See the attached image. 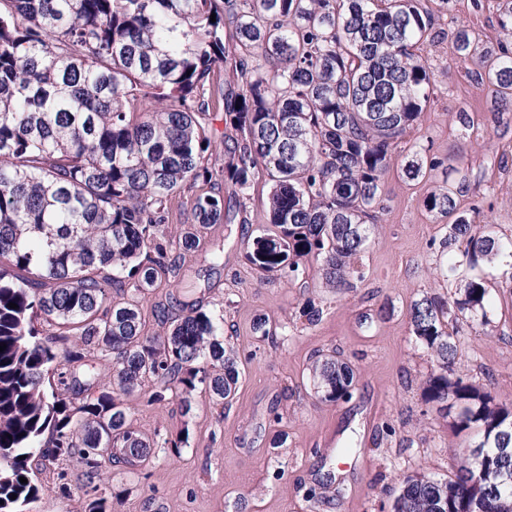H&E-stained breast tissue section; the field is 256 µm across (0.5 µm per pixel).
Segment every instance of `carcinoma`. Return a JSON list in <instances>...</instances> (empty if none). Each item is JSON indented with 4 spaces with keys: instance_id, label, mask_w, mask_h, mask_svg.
Segmentation results:
<instances>
[{
    "instance_id": "cac0c4a2",
    "label": "carcinoma",
    "mask_w": 512,
    "mask_h": 512,
    "mask_svg": "<svg viewBox=\"0 0 512 512\" xmlns=\"http://www.w3.org/2000/svg\"><path fill=\"white\" fill-rule=\"evenodd\" d=\"M454 2L0 0V512H26L42 491L33 463L64 458L85 477L84 512H112L123 491L95 479L106 457H151L125 404L147 378L148 402L171 395L184 416L199 391L221 405L235 397L239 356L224 342V311L170 295L154 305L166 333L144 332L140 299L201 246L193 227L167 239L174 195L194 190V223L222 224L224 191L245 210L264 170L270 228L248 246L250 265L297 281L314 261L332 289L365 278L393 149L434 93L421 50ZM498 2L496 45L480 48L474 27L453 19L450 57L480 55L476 80L492 111L512 112V0ZM223 68L236 86L218 113L213 75ZM218 119L236 135L226 153ZM443 164L411 148L402 172L419 181ZM422 204L448 219V273L512 257V238L479 207L461 208L452 187ZM108 286L131 295L109 304ZM491 305L488 281L472 273L453 300L426 292L410 306L435 363L424 400L471 451L446 477L404 476L392 512H512V403L456 375L459 330L448 329L488 323ZM46 322L78 341L59 348ZM91 345L112 357L110 389L80 365ZM353 380L333 355L310 369L321 402L350 398Z\"/></svg>"
}]
</instances>
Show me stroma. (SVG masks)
<instances>
[{
	"instance_id": "1",
	"label": "stroma",
	"mask_w": 512,
	"mask_h": 512,
	"mask_svg": "<svg viewBox=\"0 0 512 512\" xmlns=\"http://www.w3.org/2000/svg\"><path fill=\"white\" fill-rule=\"evenodd\" d=\"M424 55L436 74L434 95L421 125L393 153L396 164L383 186L384 222L362 257L364 281L321 287L312 263L303 289L248 263L247 244L266 221L270 182L262 174L251 185L246 213L202 230V249L186 258L178 277L146 297L149 334L159 330L153 306L166 294L223 309L241 378L229 404L201 393L187 417L174 402L147 403L152 383L127 396L132 425L150 440L153 454L135 468L103 462V481L127 491L115 512H390L403 475L454 470V450L466 440L453 436L447 418L423 400L433 360L416 343L408 319L423 292L450 298L456 291L444 275L448 255L436 246L447 228L426 213L422 200L433 185L456 184L461 208L479 206L499 234L511 237L512 112L489 111L487 90L472 77L481 68L478 58L451 61L444 42ZM463 110L472 118L466 130L456 120ZM413 146L438 157L461 155L466 179L438 169L428 180L406 181L397 161ZM217 244L224 254L215 265L210 252ZM477 272L492 288L489 323L461 336L457 373L512 401V280L485 264ZM308 301L323 311L313 325L302 315ZM259 315L268 321V335L252 331ZM327 354L352 366L351 399L322 403L306 393L312 363ZM184 427L189 442L173 452L169 441ZM279 434L285 444L271 447ZM63 471L76 487L83 483L76 460L42 465L43 492L29 512H83L81 492L57 490Z\"/></svg>"
}]
</instances>
